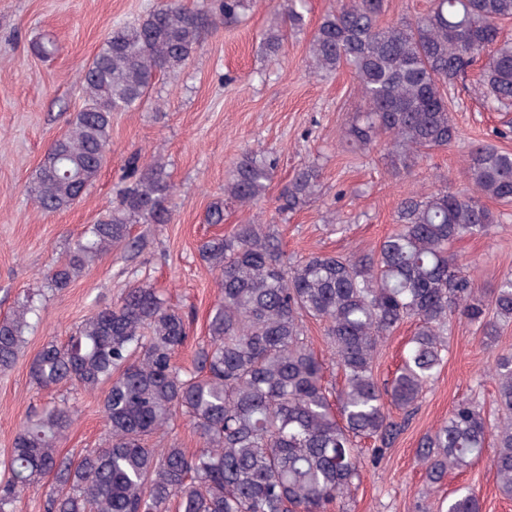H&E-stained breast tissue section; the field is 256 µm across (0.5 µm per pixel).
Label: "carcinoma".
<instances>
[{"instance_id": "carcinoma-1", "label": "carcinoma", "mask_w": 512, "mask_h": 512, "mask_svg": "<svg viewBox=\"0 0 512 512\" xmlns=\"http://www.w3.org/2000/svg\"><path fill=\"white\" fill-rule=\"evenodd\" d=\"M251 2L221 0L220 12L236 21ZM305 6L288 0L290 29L306 25ZM385 12L386 0H336L315 28L309 54L316 75L346 66L356 76L364 109L344 130L346 146L382 144L398 173L458 139L450 91L469 74L489 107L512 110V40L501 39L499 27L512 19V0H433L413 20H386ZM209 24L184 0H162L138 24L112 30L83 71L86 105L51 143L28 187L40 208L57 212L82 197L111 150L112 113L142 104L158 76L182 71ZM286 39L272 26L263 50L276 57ZM276 167L270 151L245 153L224 184L225 201L257 204ZM464 174L465 192L438 175L433 191L402 198L398 228L367 254H313L290 265L274 226L251 222L205 241L200 254L218 276L219 298L190 369L176 361L184 319L150 284L133 285L91 312L67 341L47 342L31 378L43 389L106 387L104 438L73 462L59 450L73 407L54 401L29 416L0 463V512H14L48 477L45 512H341L361 477L359 445L371 440L379 454L393 444L401 425L388 407L414 412L448 354L452 319L477 325L490 343L512 323V273L484 290L450 251L458 238L507 223L487 201L512 203V151L474 145ZM321 178L316 164L300 167L281 192L280 209L293 212L316 199ZM173 192L163 166L148 165L120 205L48 268V287L68 288L113 248L139 250L130 225L169 223ZM40 310L28 293L0 318L1 372L18 361ZM307 319L323 325L330 360L309 344ZM407 320L416 330L402 365L381 385L373 371L378 345ZM331 365L344 377L339 390L325 381ZM493 372L501 411L495 424L467 398L422 437L419 459L430 486L467 469L491 436L497 487L512 499L511 352L496 358ZM179 416L202 443L194 453L165 441ZM446 512H481L480 501L459 489Z\"/></svg>"}]
</instances>
